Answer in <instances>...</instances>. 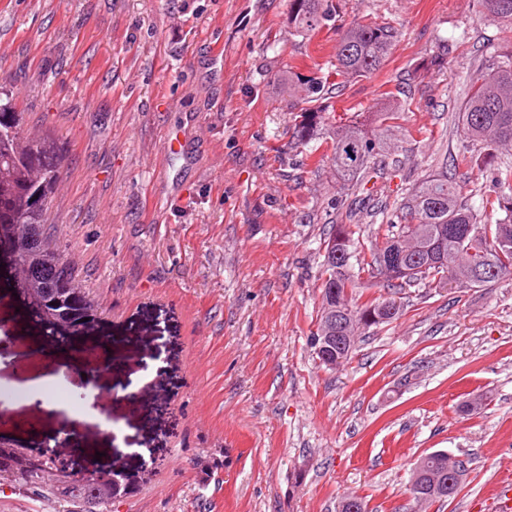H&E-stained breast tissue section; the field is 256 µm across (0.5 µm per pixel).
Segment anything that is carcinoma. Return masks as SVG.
<instances>
[{
    "label": "carcinoma",
    "instance_id": "obj_1",
    "mask_svg": "<svg viewBox=\"0 0 512 512\" xmlns=\"http://www.w3.org/2000/svg\"><path fill=\"white\" fill-rule=\"evenodd\" d=\"M480 12L512 23V0H477ZM336 18L333 0H290L288 27L297 34L312 37L330 26ZM399 30L386 23L357 20L340 35L335 47L334 73L341 82L373 75L384 66ZM400 113L385 109L362 112L349 123L332 131V164L347 181V189L361 191L372 178H384L388 163L381 159L391 141V132ZM329 117L319 104L304 109L298 142L303 145L322 134ZM457 129L463 135L460 161L469 163L479 153L493 166L496 184L512 189V161L498 156L499 148L512 146V56H498L492 68L470 82L457 112ZM66 149L49 133L27 134L23 113L16 110L13 96L0 86V225L14 228L5 236L7 246L18 255L15 268L0 279V286H11L18 279L29 283L27 295L53 303L79 323L91 302L76 281L73 261L48 231L45 216L62 181ZM43 205L33 203L34 197ZM504 217L493 224L482 219L487 211ZM349 224H338L331 237L333 252L325 254L322 307L316 331L334 318L332 329L338 336L351 337L343 348L331 344L328 354L348 359L362 331L391 323L398 315L383 312L384 298L361 302L356 298L352 264L377 268L394 288L423 284L439 288L442 282L463 274L484 283L512 274V196L484 195L476 210L460 199L458 190L441 171L424 178L408 190L395 206L385 229L380 249H358L359 239ZM428 250L419 251L417 247ZM352 313V323L342 324V309ZM424 473L448 482L451 495L458 493L456 475L463 462L453 456L421 458ZM0 473L34 492H47L62 502H78L84 512H112L115 495L112 482L89 476L71 481L56 471V457L46 450L27 468L11 458L0 456Z\"/></svg>",
    "mask_w": 512,
    "mask_h": 512
}]
</instances>
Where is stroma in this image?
<instances>
[{"instance_id":"1","label":"stroma","mask_w":512,"mask_h":512,"mask_svg":"<svg viewBox=\"0 0 512 512\" xmlns=\"http://www.w3.org/2000/svg\"><path fill=\"white\" fill-rule=\"evenodd\" d=\"M289 0H0V85L28 129L68 153L48 210L92 303V336L137 333L99 387L102 423L77 406L45 416L0 401V419L66 431L63 454L91 468L121 457L114 512H336L342 496L395 512L416 460L466 463L458 494L426 512H487L512 486V276L476 290H405L359 275L363 299H402L347 362L321 365L324 245L351 199L329 137L300 145L302 85L334 61L365 16L400 37L375 75L325 94L336 118L402 104L399 169L375 199L452 165L465 201L497 185L456 164L455 114L485 44L512 28L476 0H336L314 37L288 26ZM448 63L433 66L444 45ZM190 149L168 151L169 139ZM0 512H79L50 495L0 489Z\"/></svg>"}]
</instances>
